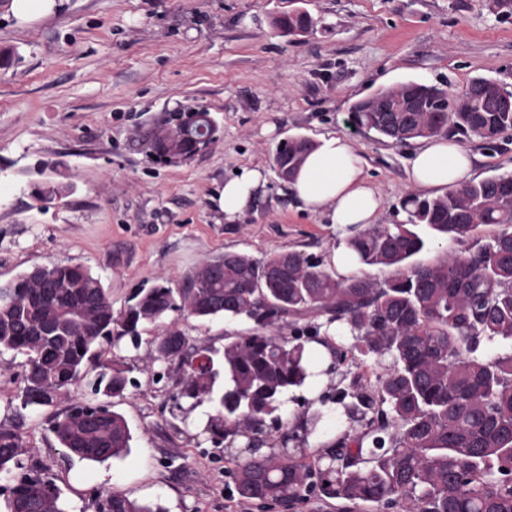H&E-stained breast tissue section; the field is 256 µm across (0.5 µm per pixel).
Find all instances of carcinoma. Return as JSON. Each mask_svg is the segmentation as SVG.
Wrapping results in <instances>:
<instances>
[{
  "instance_id": "cac0c4a2",
  "label": "carcinoma",
  "mask_w": 512,
  "mask_h": 512,
  "mask_svg": "<svg viewBox=\"0 0 512 512\" xmlns=\"http://www.w3.org/2000/svg\"><path fill=\"white\" fill-rule=\"evenodd\" d=\"M276 29L312 33L317 20L304 12L274 21ZM399 100L429 99L426 112H364L351 122L393 143L448 131L479 139L492 150L512 130V112L500 100L462 92L448 106L445 91L406 81L387 88ZM205 128L217 140L210 113L177 112L150 137L153 155L178 162L196 154L187 133ZM314 148L307 138L275 150L283 168ZM72 185L45 184L35 199L48 207ZM404 224H373L347 240L368 268L389 270L342 277L299 252L256 259L239 252L207 258L185 288L163 284L137 292L116 314L100 278L81 265L36 267L0 284V352L22 356L18 420L0 424V479L11 483L7 512H69L52 475L36 459L23 411L68 406L51 420L61 447L82 461L103 463L130 451L132 433L110 408L83 401L74 387L96 371L97 393L124 397L133 367L109 356L123 340L137 348L142 326L171 313L198 318L245 319L255 329L225 337L224 347L190 343L178 320L153 341V358L173 367V398L213 406L206 430L217 445L246 438L249 458L234 459L238 497L272 502L292 512L310 498L336 501V512L368 506L412 512H512V351L488 357L485 344L512 342V173L471 180L435 196L408 193ZM481 224L500 227L461 253L416 256L437 235L464 240ZM315 327L347 331L348 346L323 336L338 366L356 367L329 401L360 431L328 441L320 454L295 458L263 453L266 420L279 422L282 397L304 386L310 357L302 335L282 329L309 316ZM210 363L193 364L200 354ZM384 366L381 374L374 366ZM302 423L281 436L282 447L310 434L324 416L302 402ZM97 512H166L115 492L98 499Z\"/></svg>"
}]
</instances>
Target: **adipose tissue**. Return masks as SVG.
I'll return each instance as SVG.
<instances>
[{"label":"adipose tissue","mask_w":512,"mask_h":512,"mask_svg":"<svg viewBox=\"0 0 512 512\" xmlns=\"http://www.w3.org/2000/svg\"><path fill=\"white\" fill-rule=\"evenodd\" d=\"M471 175L469 150L440 136L424 140L409 159V183L417 191L458 185ZM266 183L261 169L247 167L226 180L216 198L225 221L233 223L240 219ZM288 187L307 210L323 215L345 237L378 223L381 218L380 196L348 137H320Z\"/></svg>","instance_id":"1"}]
</instances>
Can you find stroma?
Wrapping results in <instances>:
<instances>
[{
    "instance_id": "obj_1",
    "label": "stroma",
    "mask_w": 512,
    "mask_h": 512,
    "mask_svg": "<svg viewBox=\"0 0 512 512\" xmlns=\"http://www.w3.org/2000/svg\"><path fill=\"white\" fill-rule=\"evenodd\" d=\"M8 2L0 0V53L11 57L0 66V282L79 264L101 278L117 313L139 290L185 287L203 260L225 252L329 259L336 226L303 211L272 171L286 139L348 137L381 196L382 223L401 224L414 147L356 131L351 106L407 80L452 93L476 78L512 88V13L485 0H65L24 29ZM296 7L319 20L298 39L273 26ZM187 107L211 113L217 141L186 161L149 156L143 138ZM269 124L274 134H265ZM464 145L473 179L512 173V131L492 150L475 138ZM256 166L268 169L267 186L238 223H226L217 193L236 170ZM49 181L75 190L42 209L33 194ZM180 327L191 343L220 348L252 324L191 317ZM167 328L164 319L145 324L139 349L111 350L133 367L113 404L133 434L128 455L79 460L57 443L52 411L42 408L24 423L36 458L56 474L70 512H95L103 491L167 512H280L233 497L229 451L175 417L149 346ZM352 426L335 409L286 448L312 457Z\"/></svg>"
}]
</instances>
